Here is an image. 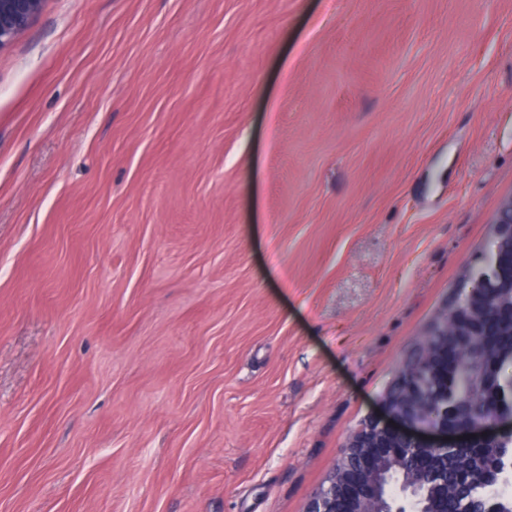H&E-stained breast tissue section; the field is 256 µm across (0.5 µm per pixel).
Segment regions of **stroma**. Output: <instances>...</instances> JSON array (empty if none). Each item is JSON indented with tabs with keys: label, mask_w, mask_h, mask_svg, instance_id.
I'll list each match as a JSON object with an SVG mask.
<instances>
[{
	"label": "stroma",
	"mask_w": 512,
	"mask_h": 512,
	"mask_svg": "<svg viewBox=\"0 0 512 512\" xmlns=\"http://www.w3.org/2000/svg\"><path fill=\"white\" fill-rule=\"evenodd\" d=\"M510 196L512 0H44L0 512H305Z\"/></svg>",
	"instance_id": "obj_1"
}]
</instances>
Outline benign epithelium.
Instances as JSON below:
<instances>
[{
	"mask_svg": "<svg viewBox=\"0 0 512 512\" xmlns=\"http://www.w3.org/2000/svg\"><path fill=\"white\" fill-rule=\"evenodd\" d=\"M44 0H0V50L10 45L39 15ZM494 250L485 256L495 268L499 288L512 289V197L505 200L492 225ZM492 289H469L461 297L465 311L454 320L461 336L496 335L495 324H512V309L502 316L488 312ZM458 349L444 346L439 357L421 351L414 363L435 369L457 366ZM387 418H371L353 431L343 454L324 483L312 494L305 512H446L447 481L439 460L428 449L463 446L459 436L498 438L512 435V419L489 421L476 428L448 423V406L439 414H423L384 396Z\"/></svg>",
	"mask_w": 512,
	"mask_h": 512,
	"instance_id": "1",
	"label": "benign epithelium"
}]
</instances>
